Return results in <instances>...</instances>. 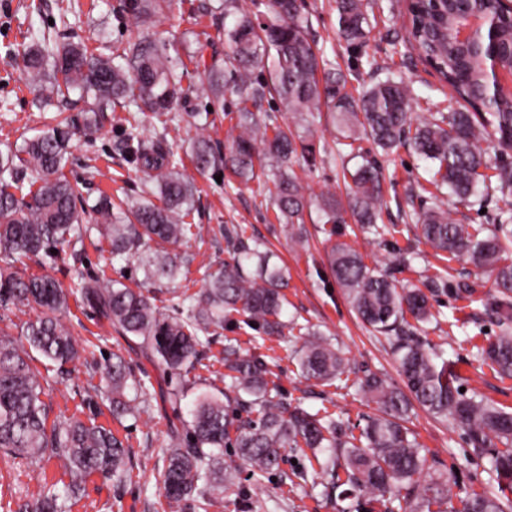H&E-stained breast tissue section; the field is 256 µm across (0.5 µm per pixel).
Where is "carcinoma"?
Here are the masks:
<instances>
[{
  "label": "carcinoma",
  "mask_w": 512,
  "mask_h": 512,
  "mask_svg": "<svg viewBox=\"0 0 512 512\" xmlns=\"http://www.w3.org/2000/svg\"><path fill=\"white\" fill-rule=\"evenodd\" d=\"M176 2L126 0L124 8L136 30L118 54L119 64L89 51L78 35L62 42L43 32L12 50L39 110L54 108L58 115L21 145L6 142L0 147V317L41 309L36 319L18 324L24 346L0 329V451L34 468L56 460L69 477L65 496L49 489L18 512H68L67 500L79 493L88 476L116 483L127 477L128 446L112 430L74 416L48 424L45 388L29 364L34 350L59 374L68 375L81 360L74 336L56 317L67 307L63 289L47 276H27L17 268L25 258L54 260L60 253L73 261L74 287L81 299L122 335L138 339L142 351L167 374L184 378L195 370L201 334L224 326L226 317L237 314L245 326L262 329L263 336L253 337V350L245 353L237 340H227L224 397L197 395L188 440L177 438L166 449L159 485L168 512H209L219 495L236 486L238 467L224 461L229 440L255 479L278 470L286 449L312 450L324 494L349 501L343 512H375L378 506L382 512H447L443 505L452 497L451 479L420 483L426 456L405 426L416 404L435 417L453 419L464 428L472 453L491 459L497 490L459 498V512H512V412L455 386L443 352L420 336L421 324L434 318L428 295L421 288L396 287L352 246H330V269L361 322L389 342L402 388L376 375L348 384L340 351L314 326L295 316L283 319L288 268L271 262L269 251L239 224L224 228L232 262L216 270L200 265V299L186 307L175 304L170 313L141 289L116 287L83 268L84 238L94 224L107 231L114 257L137 253L152 242L178 244L192 233L196 180L174 158L166 133L144 135L141 114L146 110L162 118L165 130L182 122L195 130L188 149L198 173L228 169L239 182H254L273 196L277 219L298 243L303 237L295 225L302 222L309 200L294 163L314 167L343 155L344 147L353 155L355 143L364 137L385 155L409 145L434 164L433 202L409 218L444 259L469 262L493 278L495 293L482 306L500 333L477 351V361L512 377V163L489 164L481 147L492 138L512 150V97L489 93L485 61L443 34L462 10L443 3L437 7L432 0L410 3L411 42L425 49L448 95L468 104L446 114L428 99L427 115L416 116L420 101L413 83L375 61V79L352 94L347 78L310 39L309 18L299 0H268L265 21L246 9L244 0H222L219 12L212 13V24L224 38L222 55L208 52L214 46L208 36L196 34L190 41L140 31L156 16L173 13ZM473 8L500 18L496 59L512 73V20L501 18V0H475ZM370 13V0H336L339 38L352 47L367 46L378 25ZM226 87L237 96L238 133L231 136L228 152L220 154L206 135L208 123L177 107L202 90L211 96L212 111L222 112ZM73 91L88 104L86 131L96 130L100 115L115 106L127 112L116 149L142 174L137 201L123 206L103 195L88 207L64 174L72 129L63 107ZM268 97L279 100L291 114L290 122L278 125L270 116L258 118L255 109ZM324 110L338 137L335 146L325 145L319 152L304 127ZM343 175L350 177L346 202L332 194L318 199L323 223H340L348 210L374 241L403 233L397 224L377 223L390 204L377 159L365 157ZM496 193L507 209L490 224H462L444 208L448 195L481 203ZM142 262L149 279H170L179 272L166 250L151 251ZM285 330L297 332L295 342L283 350L304 378L338 389L349 386L354 395L375 403L378 414L363 417L364 425L358 427L325 408L309 412L287 401L260 352L266 339L281 337ZM97 373L99 384L90 386L88 404L96 406L106 398L115 418L140 413L152 397L153 385L134 379L119 356ZM129 389L134 395H128Z\"/></svg>",
  "instance_id": "carcinoma-1"
}]
</instances>
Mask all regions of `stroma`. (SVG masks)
<instances>
[{"instance_id": "35a3bbf8", "label": "stroma", "mask_w": 512, "mask_h": 512, "mask_svg": "<svg viewBox=\"0 0 512 512\" xmlns=\"http://www.w3.org/2000/svg\"><path fill=\"white\" fill-rule=\"evenodd\" d=\"M81 13L70 20L73 32L87 38L95 52L106 55L115 52L132 30V20L123 10L124 0H80ZM206 0H180L173 14L158 18L155 31L170 35L186 31L197 34L212 32V19L204 9ZM303 13L311 20V34L329 58L340 67H352V86L371 79L367 62L347 47L336 33L334 0H300ZM381 21L371 33L368 52L380 63L401 72L413 83L415 91L444 102L447 109H456L455 101L447 99L440 77L424 64L417 51L403 47L409 27L406 0H378ZM58 14L56 0H0V143H21L36 134L49 122L51 115L37 109L33 95L7 52L9 45L24 41L29 30L38 29ZM236 98L225 94L224 109L209 112L210 100L204 93L194 94L184 104L187 112L207 114L213 147L225 151L232 128ZM120 129L112 117H105L101 132L93 137L74 136L65 174L82 199L95 202L100 194L114 199L135 197L140 182L134 168L114 149ZM98 167V176H91V167ZM306 194L315 196L327 191L344 198L342 163H329L308 168L296 164ZM384 188L392 205L382 216L383 223H401L405 210L430 206L425 162L410 147L403 146L384 164ZM201 189L200 203L193 215L195 234L185 239L174 251L181 264L198 267L208 263L221 267L229 255L224 242V225H242L248 237L267 243L278 263L288 268L286 316L307 319L319 329L350 362V379L375 373L391 382H399L397 364L388 344L368 332L358 320L342 289L332 275L326 251L331 241L352 245L364 257L368 266L384 269L397 285L406 288L423 287L427 279L447 273L448 285L433 293V321L424 324L423 334L444 353L451 369L466 391H477L505 410L512 411V378L499 377L492 369L475 370L472 365L477 347L487 345L498 332L496 324L485 315L481 297L492 293V281L480 269L459 262L444 264L420 238L417 230L398 235L395 243L373 242L366 239L352 216L337 224L334 238H326L321 216L316 208L304 212L302 232L308 243L299 246L288 235L285 225L276 218L277 208L270 196L261 195L256 184L226 185L217 182L214 172L197 176ZM411 248L416 258L412 269L393 262L395 248ZM84 264L101 273L115 285L139 288L153 297L160 309H167L183 293H198L201 283L188 282L182 277L171 280H149L138 256L113 258L110 247L99 233L84 241ZM467 283L475 288L474 296L459 290ZM69 309L61 317L83 350V365L66 375L46 370L40 355H33L31 364L38 370L41 383L49 392V421L78 416L112 429L130 446V476L123 483L107 481L94 475L87 479L79 499L70 512H164L155 476L165 465L166 450L174 434H185L182 424L188 418L192 401L202 391L213 393L224 388V344L238 339L247 344L251 329L240 328L238 319L225 321L223 327L210 328L203 359L187 377L188 394L180 405L166 398L170 386L162 370L146 358L135 343L126 341L79 297L68 299ZM122 356L133 375L152 382L155 394L144 409L134 417L115 420L107 405L89 409L84 404L88 386L93 381L97 365L106 355ZM272 371L284 397L314 411L323 407L351 423L373 415L377 406L364 398L346 395L344 390L304 379L295 363L277 361ZM427 457L425 476L440 475L455 478L462 493L491 490L492 475L488 458L472 455L463 428L452 421L433 417L422 408H415L408 423ZM310 450L287 451L276 474L255 483L247 467L238 473V494L226 496L222 506L212 512H343L346 503L324 496L319 478L310 472ZM306 471L305 481H297L299 471ZM68 482L56 465H48L45 473L33 472L27 464L0 454V499L23 504L33 500L43 485H53L64 492Z\"/></svg>"}]
</instances>
